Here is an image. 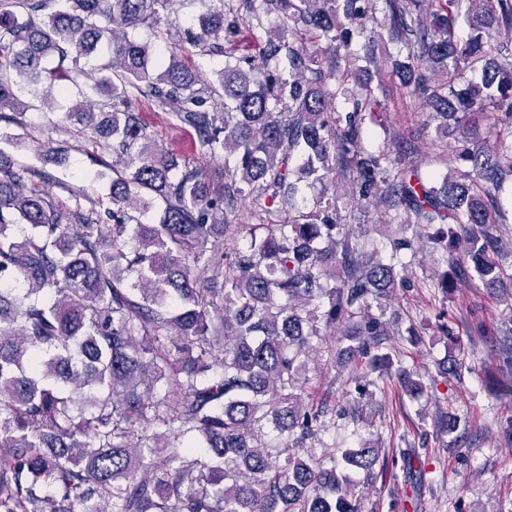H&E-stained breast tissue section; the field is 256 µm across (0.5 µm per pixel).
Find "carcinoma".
<instances>
[{
	"label": "carcinoma",
	"mask_w": 512,
	"mask_h": 512,
	"mask_svg": "<svg viewBox=\"0 0 512 512\" xmlns=\"http://www.w3.org/2000/svg\"><path fill=\"white\" fill-rule=\"evenodd\" d=\"M171 2L0 0V122H18L22 93L85 75L92 95L67 118L112 151L114 175L112 223L101 224L26 186L37 172L3 165L0 150V512H357L359 482L303 448L322 413L305 401L307 357L338 327L345 352L392 366L372 304L404 285L400 252L414 240H391L388 259L368 249L333 190L347 181L389 224L423 230L449 256L432 280L443 296L468 276L512 292L498 228L512 139L482 132L512 126V0H438L429 28L423 0H384L408 49L403 89L462 143L464 169L434 183L397 149L361 148L375 92L347 62L353 32L373 58L375 0H240L177 37L161 26ZM258 4L281 22L266 59L285 58L288 73L244 57L202 85L179 53L215 54ZM142 24L179 52L162 60L131 39ZM340 97L349 111L336 110ZM143 100L224 166L179 169L142 123ZM301 182L323 189L307 212ZM246 199L265 219L248 225L246 247L216 248ZM159 200V222L142 223ZM498 362L512 374L507 339ZM398 382L422 389L406 370ZM174 387L177 399L162 392ZM269 425L282 447L262 442ZM342 461L368 476L378 449L365 441Z\"/></svg>",
	"instance_id": "carcinoma-1"
}]
</instances>
